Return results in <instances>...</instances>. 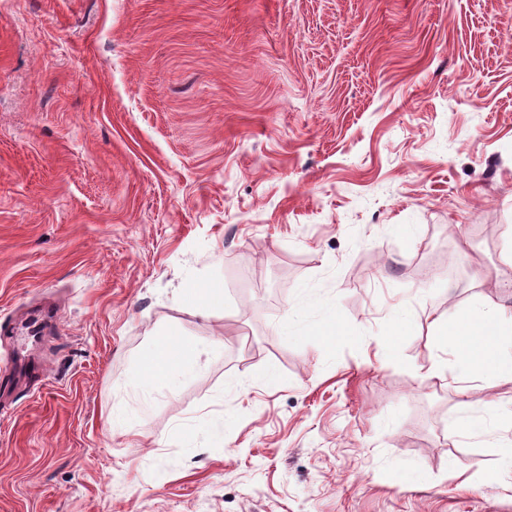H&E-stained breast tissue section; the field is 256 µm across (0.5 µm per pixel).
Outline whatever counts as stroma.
Listing matches in <instances>:
<instances>
[{"mask_svg":"<svg viewBox=\"0 0 512 512\" xmlns=\"http://www.w3.org/2000/svg\"><path fill=\"white\" fill-rule=\"evenodd\" d=\"M511 297L512 0H0V512H512V384L380 350ZM155 350L167 351L168 358L151 356L144 364L137 365L128 378L129 385L146 387L169 367L185 376L195 374L199 367L193 346L178 340L170 333L159 336Z\"/></svg>","mask_w":512,"mask_h":512,"instance_id":"obj_1","label":"stroma"}]
</instances>
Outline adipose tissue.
Wrapping results in <instances>:
<instances>
[{
  "mask_svg": "<svg viewBox=\"0 0 512 512\" xmlns=\"http://www.w3.org/2000/svg\"><path fill=\"white\" fill-rule=\"evenodd\" d=\"M427 323L438 346L456 356L452 381L460 394H467L471 382L482 377L512 384V355L502 353L504 343L512 342V306L488 299L456 320L431 316ZM155 347L165 351V358L152 356L137 365L128 378L129 385L148 386L169 369L185 376L196 373L199 362L192 345L165 333L159 336Z\"/></svg>",
  "mask_w": 512,
  "mask_h": 512,
  "instance_id": "1",
  "label": "adipose tissue"
}]
</instances>
